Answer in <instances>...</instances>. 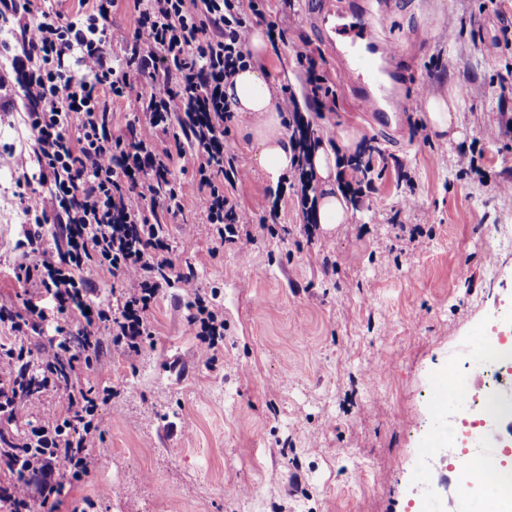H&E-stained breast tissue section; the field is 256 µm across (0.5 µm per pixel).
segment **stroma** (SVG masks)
I'll return each instance as SVG.
<instances>
[{
	"label": "stroma",
	"instance_id": "1",
	"mask_svg": "<svg viewBox=\"0 0 512 512\" xmlns=\"http://www.w3.org/2000/svg\"><path fill=\"white\" fill-rule=\"evenodd\" d=\"M321 0H265L267 20L306 44L336 86L333 111L311 112L302 69L284 48L265 64L288 87L315 139L348 155L346 136L376 148L374 188L348 199L344 223L306 235L296 194L274 231L259 229L274 188L254 162L235 113L224 151L248 172L234 192L258 227L248 255L195 235L200 197L167 216L177 270L194 271L224 318L217 359L205 363L187 298L168 289L154 335L135 359L102 337V364L83 383L116 388L100 403L107 450L96 472L68 487L57 512L84 499L88 512H452L456 484L426 489L448 426L439 387L448 355L512 321V249L489 253L494 225L512 224V0H391L389 48L411 59V99L401 124L377 127L343 85L315 15ZM456 90L461 140L413 128L425 103ZM33 141L22 101L0 111V296L31 257L25 244L18 163ZM476 156L465 175L459 154ZM414 204L404 207V196ZM421 230V244L409 236Z\"/></svg>",
	"mask_w": 512,
	"mask_h": 512
}]
</instances>
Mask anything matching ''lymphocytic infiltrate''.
Returning a JSON list of instances; mask_svg holds the SVG:
<instances>
[{
  "mask_svg": "<svg viewBox=\"0 0 512 512\" xmlns=\"http://www.w3.org/2000/svg\"><path fill=\"white\" fill-rule=\"evenodd\" d=\"M80 2L87 10L73 19L45 0H0V20L14 39L9 67L34 141L22 176L38 184L23 198L34 259L14 273V300L0 302L7 327L0 336V512H55L65 484L94 473L103 443L100 392L79 380L99 360L101 335L110 336L113 351L140 355L167 288L188 296L201 355L214 360L224 320L194 273H175L162 214L181 212L185 198L198 194L206 218L196 234L243 255L257 240L233 196L246 173L224 155L233 118L224 84L250 61L252 24L264 17L258 0H135L131 38L112 22L113 0ZM126 41L129 55L114 61L113 44ZM110 96L135 100L161 133L178 128L194 148V177L174 178L171 150L142 137L135 123L114 135ZM281 102L297 132L294 180L310 215V126L295 95ZM49 224L45 246L41 231ZM90 264L112 275L115 304L94 301L80 276ZM34 335L41 342L33 350L26 342ZM54 388L65 391L61 411L44 423L29 419L27 401Z\"/></svg>",
  "mask_w": 512,
  "mask_h": 512,
  "instance_id": "obj_1",
  "label": "lymphocytic infiltrate"
}]
</instances>
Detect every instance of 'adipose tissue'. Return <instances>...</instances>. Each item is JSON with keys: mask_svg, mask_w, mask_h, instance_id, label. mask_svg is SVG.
<instances>
[{"mask_svg": "<svg viewBox=\"0 0 512 512\" xmlns=\"http://www.w3.org/2000/svg\"><path fill=\"white\" fill-rule=\"evenodd\" d=\"M224 99L233 111L254 115L250 133L256 164L268 180L279 182L293 169L294 148L286 130V115L279 111L270 90L268 69L249 66L240 70L225 83ZM310 165L319 185V223H342L348 206L336 190L338 157L335 149L325 142L319 144L311 152Z\"/></svg>", "mask_w": 512, "mask_h": 512, "instance_id": "adipose-tissue-1", "label": "adipose tissue"}]
</instances>
